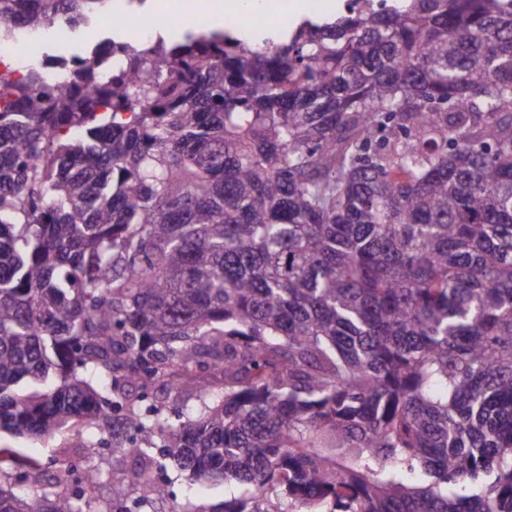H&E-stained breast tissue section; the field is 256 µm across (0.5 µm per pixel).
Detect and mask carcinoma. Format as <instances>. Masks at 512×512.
<instances>
[{
    "label": "carcinoma",
    "mask_w": 512,
    "mask_h": 512,
    "mask_svg": "<svg viewBox=\"0 0 512 512\" xmlns=\"http://www.w3.org/2000/svg\"><path fill=\"white\" fill-rule=\"evenodd\" d=\"M104 2L0 0V37ZM94 77L0 75V430L108 429L135 512L173 463L254 487L211 512H512V0L191 28ZM96 485L0 448V512H129Z\"/></svg>",
    "instance_id": "cac0c4a2"
}]
</instances>
